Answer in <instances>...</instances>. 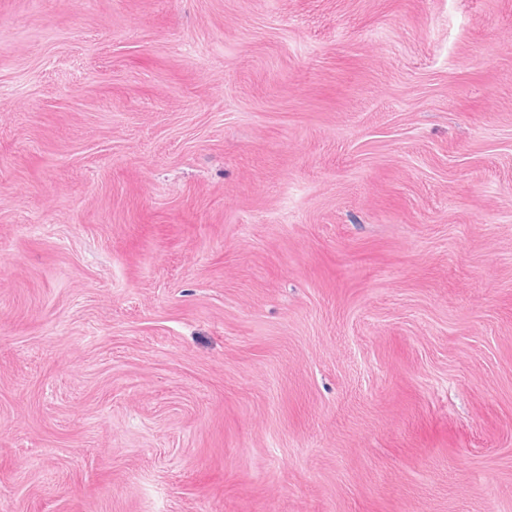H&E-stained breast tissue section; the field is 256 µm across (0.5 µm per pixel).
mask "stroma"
Segmentation results:
<instances>
[{
    "label": "stroma",
    "mask_w": 512,
    "mask_h": 512,
    "mask_svg": "<svg viewBox=\"0 0 512 512\" xmlns=\"http://www.w3.org/2000/svg\"><path fill=\"white\" fill-rule=\"evenodd\" d=\"M0 512H512V0H0Z\"/></svg>",
    "instance_id": "35a3bbf8"
}]
</instances>
